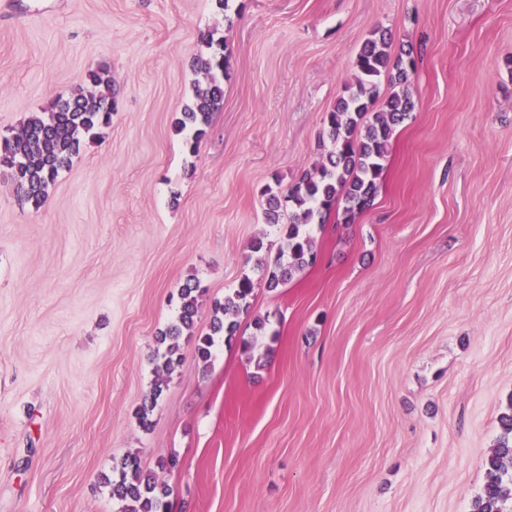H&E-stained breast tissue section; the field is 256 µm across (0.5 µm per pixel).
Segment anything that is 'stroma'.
I'll use <instances>...</instances> for the list:
<instances>
[{
  "mask_svg": "<svg viewBox=\"0 0 512 512\" xmlns=\"http://www.w3.org/2000/svg\"><path fill=\"white\" fill-rule=\"evenodd\" d=\"M377 27L413 52L414 110L373 206L314 226L317 264L267 289L264 191L327 152ZM209 34L229 69L193 156L174 123ZM99 66L112 124L46 203L0 169V512H116L130 452L177 457L172 512H471L512 407V0H0V138ZM245 275L251 356L205 368L182 337L142 429L183 283L202 334Z\"/></svg>",
  "mask_w": 512,
  "mask_h": 512,
  "instance_id": "obj_1",
  "label": "stroma"
}]
</instances>
